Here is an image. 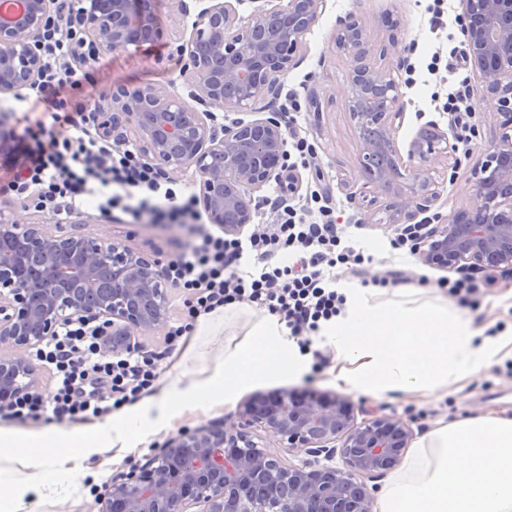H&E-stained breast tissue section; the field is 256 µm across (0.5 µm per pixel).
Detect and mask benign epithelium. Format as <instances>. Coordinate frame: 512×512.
I'll return each instance as SVG.
<instances>
[{"label": "benign epithelium", "mask_w": 512, "mask_h": 512, "mask_svg": "<svg viewBox=\"0 0 512 512\" xmlns=\"http://www.w3.org/2000/svg\"><path fill=\"white\" fill-rule=\"evenodd\" d=\"M189 37L176 52L191 67L187 98L152 86L119 85L87 115L110 139L130 124L143 160L162 175L193 171L209 223L236 234L253 223L270 182L284 195L298 193L300 175L289 162L288 134L275 99L281 79L298 65L305 36L320 17L322 0H264L250 21L239 22L243 0H197ZM0 13V94L35 90L43 70V38L53 0H19ZM457 21L466 59L491 100L502 134L475 168L474 202L441 223L426 216L438 200L427 167L455 154L438 126H422L407 156L396 148L395 122L404 107L396 81L371 62L360 18L339 19L335 52L351 61L349 112L372 131L358 143L364 178L360 206L373 205L370 186L405 171L417 189L397 204L395 223H418L414 252L422 263L456 268L464 262L487 273L512 269V0H459ZM75 58L87 65L102 51L128 52L163 39L155 0H70ZM203 106L200 111L197 106ZM249 109L259 117L218 129L213 110ZM425 218L417 220L418 215ZM169 280L151 261L109 239L56 235L0 210V345L32 348L64 322L97 323L103 354L136 347L132 330L166 322ZM29 361L0 355V400L36 387ZM274 437L282 452L339 456L341 465L286 463L254 441L256 430ZM413 431L392 415L369 412L357 420L345 396L311 393L303 401L286 390L253 396L238 409L234 428L212 424L179 432L160 454L109 484L102 512H373L365 483L399 460Z\"/></svg>", "instance_id": "1"}]
</instances>
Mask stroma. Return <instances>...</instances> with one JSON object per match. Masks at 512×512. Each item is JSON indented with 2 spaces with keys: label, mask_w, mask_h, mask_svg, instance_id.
Segmentation results:
<instances>
[{
  "label": "stroma",
  "mask_w": 512,
  "mask_h": 512,
  "mask_svg": "<svg viewBox=\"0 0 512 512\" xmlns=\"http://www.w3.org/2000/svg\"><path fill=\"white\" fill-rule=\"evenodd\" d=\"M158 17L167 35L166 43L145 48L139 52H106L91 63L90 78L75 90L70 101L39 91H27L25 102H17L9 95L0 96V116L14 132L39 129L46 113H58L59 119L52 132L57 136L71 134L66 116L73 112L74 101L85 105L97 102L112 86L118 84L154 85L186 94L180 73L184 67L173 41L179 29L180 15L176 0H158ZM318 22L305 38L303 57L283 79L278 108L297 118L295 132L305 139L313 153L308 165L302 166V186L294 200L302 205L309 202L312 193L328 197L336 221L344 225L346 241L362 251L365 260L358 269L340 264L335 268L336 284L341 288H358L369 283L374 301L392 303L412 301L418 304L444 297L448 284L461 277L458 269H437L422 264L411 254L407 245L398 241L399 225L394 224V207L406 193L408 178H400L393 188L376 191L377 202L369 212H361L352 195L358 194L363 178L357 164L359 131L349 114L347 95L351 62L332 49L337 21L348 14H357L372 45L374 65L387 71L398 84L403 97L404 115L395 132V143L400 152H407L411 140L426 122L436 123L456 146L458 165L448 168L436 164L431 172L439 198L435 212L452 216L469 207L473 200L474 166L484 159L497 142L500 130L489 100L477 91L478 81L464 60L465 38L456 17L459 0H324ZM440 16L441 25H432L433 16ZM398 23L390 30L385 17ZM400 42L413 44L414 51L406 68H399L395 55L388 53L391 36ZM471 86L473 105L467 131L457 129L442 106L450 89L459 81ZM316 95L320 112L310 111L309 95ZM0 210L13 214L21 221L45 225L54 234H73L112 239L157 261L160 268H168L170 261L187 241L203 232L218 233L219 228L208 221L184 229H168L156 224H127L115 213L97 209L95 200H88L73 213L55 214L35 208L26 198L0 194ZM398 270L399 281L379 285L385 271ZM484 292L477 304L465 306L464 312L474 328L499 332L512 328V276L475 273ZM266 309L249 305L247 314L226 323L223 329L205 337L204 357L198 365L212 367L224 353V346L232 336H244L251 324L264 316ZM198 318L192 312L188 293L180 288L168 290L167 324L150 332H137L138 347L159 354L160 377L154 390L162 395L179 375L177 363L190 346L196 333ZM182 327L174 336L170 327ZM314 348L324 354L318 367L306 368L298 379L269 377L252 386V393L272 394L280 390L322 391L335 393V348L324 337H315ZM505 360H498L480 373L448 385L447 395L421 393H393L378 399L364 393H350L357 409L380 408L410 424L415 436L463 418L479 416L512 417V375L505 369ZM239 400L209 409L183 407L172 424L150 437L148 444L129 452L114 449L91 455L83 463L84 474L79 478H63L52 486L44 497L33 498V512H100L99 497L110 484L113 475L128 471L131 465L145 464L161 449L164 442L182 430H193L213 422H224L232 427L237 423Z\"/></svg>",
  "instance_id": "35a3bbf8"
}]
</instances>
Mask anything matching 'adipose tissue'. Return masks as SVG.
Here are the masks:
<instances>
[{
	"label": "adipose tissue",
	"instance_id": "ef3b65f1",
	"mask_svg": "<svg viewBox=\"0 0 512 512\" xmlns=\"http://www.w3.org/2000/svg\"><path fill=\"white\" fill-rule=\"evenodd\" d=\"M344 295V311L323 323L321 334L336 349V379L349 391L378 398L397 391L435 393L479 373L512 347L511 335L479 337L470 320L445 304L375 303L363 288L346 289ZM197 357L192 350L184 354L178 382L162 396L102 425L90 430L54 427L34 436L0 434V446L10 449L21 466L46 458L57 473H75L100 449L138 447L183 405L227 402L270 374L296 377L306 366L284 322L273 315L259 319L243 340L225 347L212 369H199Z\"/></svg>",
	"mask_w": 512,
	"mask_h": 512
}]
</instances>
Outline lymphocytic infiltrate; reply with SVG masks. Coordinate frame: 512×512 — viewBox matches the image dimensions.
Returning <instances> with one entry per match:
<instances>
[{
    "label": "lymphocytic infiltrate",
    "instance_id": "f902f5d3",
    "mask_svg": "<svg viewBox=\"0 0 512 512\" xmlns=\"http://www.w3.org/2000/svg\"><path fill=\"white\" fill-rule=\"evenodd\" d=\"M75 52L71 29L62 22L47 32L42 86L54 95L76 90L84 74L65 67ZM64 137H42L25 130L17 137L21 161L0 182L1 192L37 194L36 205L56 213L79 209L96 199L100 209L117 210L133 224L150 222L184 228L200 219L197 198H178L157 171L140 161L135 148L88 135L73 122ZM316 213H298L281 198L270 201L277 223L248 237L204 234L167 269L172 284L189 292L197 312L208 313L239 301L266 308L283 320L301 351H311L321 322L341 312L345 298L334 288L336 264H359L363 257L342 246L338 226L322 195L312 197ZM287 252L286 265L275 264ZM33 359L50 366L56 383L52 407L31 393L12 395L0 414L23 421L51 412L58 420L91 422L137 401L157 379L155 356L133 350L104 360L88 322L70 320L41 344Z\"/></svg>",
    "mask_w": 512,
    "mask_h": 512
}]
</instances>
